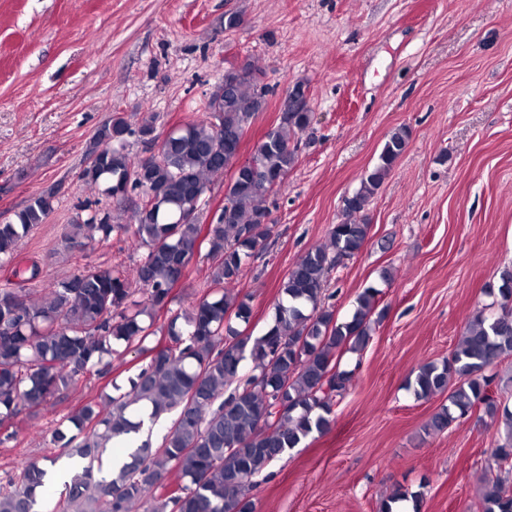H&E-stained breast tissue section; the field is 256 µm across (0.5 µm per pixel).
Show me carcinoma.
<instances>
[{"label":"carcinoma","instance_id":"carcinoma-1","mask_svg":"<svg viewBox=\"0 0 512 512\" xmlns=\"http://www.w3.org/2000/svg\"><path fill=\"white\" fill-rule=\"evenodd\" d=\"M266 95L246 77L229 88L220 83L202 117L162 139L154 114H143L134 128L124 114L113 113L98 129L94 162L80 179L91 190L103 189L134 224L114 222L109 212L78 216L68 240L79 247L129 233L141 252L138 263L84 270L54 283L41 304L23 288L0 289V424L23 410L38 412L87 371L107 376L121 345L148 358L129 391L110 397L111 410L87 402L62 419L65 428L53 430V441L80 466L65 483L60 512H133L138 504L147 512H254L255 478L309 435L331 427L336 398L351 380L338 359L369 343L379 291L363 289L340 322L324 303L327 275L368 241L371 225L357 215L405 152L409 133L401 127L390 134L378 163L346 200L345 220L331 228L330 244L309 249L288 271L273 323L253 338L232 324L251 316L248 297L234 288L244 262L271 235L266 200L276 179L294 166L291 142L311 118L305 105L288 113L265 133L252 155L255 166L239 162L246 127L264 110ZM134 134L158 149L131 157ZM223 173L233 184L216 222L204 224L202 199L210 179ZM53 212L54 194L42 193L1 219L0 261H12L19 242ZM204 243L212 260L209 290L190 311L170 318L162 328L165 341L152 342L158 313L172 303L174 287ZM500 280V312H476L448 358L418 368L414 391L420 398L448 394L428 433L482 411L505 434L493 448L495 462L512 470V410L491 391L494 376L486 374L512 357V268ZM248 359L258 373L243 374ZM168 414L174 419L158 446L147 438L121 466L103 470L114 439L138 434L145 420ZM50 464L55 460L26 462L1 485L0 512H39ZM407 500L420 512L423 495L401 489L379 512H393ZM482 503L483 512H512V486L499 476L486 480Z\"/></svg>","mask_w":512,"mask_h":512}]
</instances>
